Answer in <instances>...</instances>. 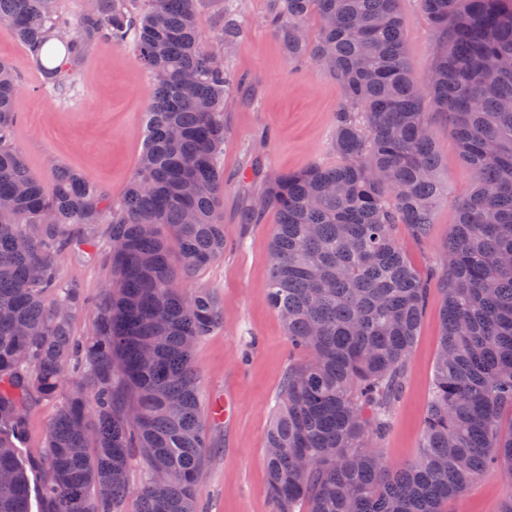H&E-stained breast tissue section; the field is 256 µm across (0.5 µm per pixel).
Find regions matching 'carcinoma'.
I'll use <instances>...</instances> for the list:
<instances>
[{
  "mask_svg": "<svg viewBox=\"0 0 512 512\" xmlns=\"http://www.w3.org/2000/svg\"><path fill=\"white\" fill-rule=\"evenodd\" d=\"M400 0H269L266 23L288 59L329 71L334 167L268 175L252 218L279 215L268 302L294 352L267 432L274 512H445L485 472L512 512V0H421L441 50L423 81L406 56ZM201 0H94L70 20L56 0H0V23L44 86L73 88L99 42L127 45L154 82L144 148L124 197L56 168L48 193L12 142L20 81L0 58V512H30L16 454L38 398H58L47 432L44 512H124L136 448L147 476L137 512H200L211 447L192 354L222 323L212 293L189 286L224 257V116L234 102L224 54L235 14L205 41ZM320 19L315 40L305 22ZM449 116L475 175L444 244L442 335L417 455L379 448L402 393L430 279L396 235L420 240L447 194L424 103ZM108 225L105 283L92 336L74 339L83 301L60 255L96 246Z\"/></svg>",
  "mask_w": 512,
  "mask_h": 512,
  "instance_id": "cac0c4a2",
  "label": "carcinoma"
}]
</instances>
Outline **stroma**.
Returning <instances> with one entry per match:
<instances>
[{"label":"stroma","instance_id":"35a3bbf8","mask_svg":"<svg viewBox=\"0 0 512 512\" xmlns=\"http://www.w3.org/2000/svg\"><path fill=\"white\" fill-rule=\"evenodd\" d=\"M268 0H237L235 14L242 33L224 56L233 80L235 102L226 114L222 164L224 237L231 246L223 259L201 269L197 285L208 288L223 312L222 323L201 339L193 353L204 405L229 400V419H204L213 446L198 475L205 512H272L265 470L266 434L284 375L288 338L267 303L269 244L278 220L267 209L258 223L245 220L260 181H241L239 173L256 166L288 173L318 163L333 166L339 82L312 63L297 64L267 25ZM405 49L415 76H426L438 43L420 0H400ZM9 59L20 79L18 120L13 143L45 189H52L55 167L65 166L97 182L121 200L143 150L145 117L153 96L149 74L134 53L111 43L96 45L76 77L75 87L60 96L44 90L42 74L28 50L0 23V58ZM428 131L440 156V179L448 188L434 214L428 237L413 241L405 227L397 235L411 264L420 272H442L443 246L456 220V204L469 193L474 177L450 132L446 114L425 105ZM59 274L89 300L73 318L76 338L89 337L97 297L109 277L103 254L76 246L62 254ZM442 295L431 290L419 333L405 368L403 393L380 446L388 463L415 457L434 375L442 332ZM58 401L41 400L28 413L20 445L23 458H40ZM506 491L494 474L477 480L450 512H499Z\"/></svg>","mask_w":512,"mask_h":512}]
</instances>
